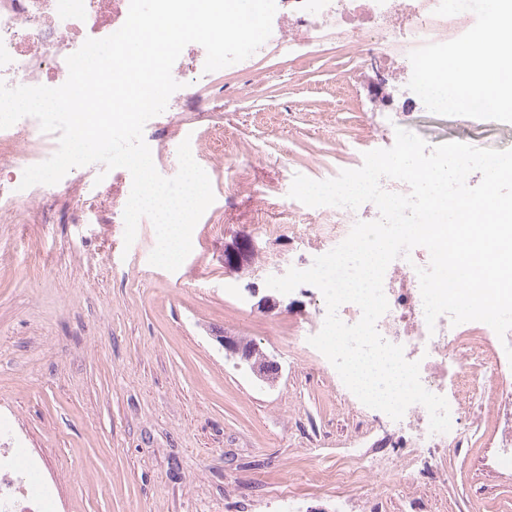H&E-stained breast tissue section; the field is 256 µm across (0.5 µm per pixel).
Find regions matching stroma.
Returning a JSON list of instances; mask_svg holds the SVG:
<instances>
[{
  "label": "stroma",
  "mask_w": 512,
  "mask_h": 512,
  "mask_svg": "<svg viewBox=\"0 0 512 512\" xmlns=\"http://www.w3.org/2000/svg\"><path fill=\"white\" fill-rule=\"evenodd\" d=\"M248 65L215 73L233 101L209 97L143 132L160 175L178 168L185 140L210 174L215 201L177 271L149 264V219L125 245L124 168H73L36 185L20 222L0 221V428L39 459L58 512H501L512 465L482 410L461 420L476 432L469 444L439 459L422 449L405 467L408 429L375 420L307 341L326 315L320 291L300 285L264 313L244 286L268 294L274 266L321 253L306 205L289 196L295 175L334 178L391 147L399 127L432 146L512 150V111L427 112L391 84L379 99L351 43L271 47ZM264 224L301 234L268 236ZM238 236L255 249L229 269L224 246ZM224 335L272 358L274 380L226 356ZM353 448L389 464L341 481Z\"/></svg>",
  "instance_id": "obj_1"
}]
</instances>
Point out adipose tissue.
<instances>
[{"mask_svg":"<svg viewBox=\"0 0 512 512\" xmlns=\"http://www.w3.org/2000/svg\"><path fill=\"white\" fill-rule=\"evenodd\" d=\"M439 80L457 97L460 111H470L473 94L489 88L496 92V110H510L512 45L488 43L481 36H473L464 50H449L448 67Z\"/></svg>","mask_w":512,"mask_h":512,"instance_id":"adipose-tissue-1","label":"adipose tissue"}]
</instances>
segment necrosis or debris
<instances>
[{
    "mask_svg": "<svg viewBox=\"0 0 512 512\" xmlns=\"http://www.w3.org/2000/svg\"><path fill=\"white\" fill-rule=\"evenodd\" d=\"M271 42L289 48L301 42L323 46L328 40L355 37L364 41L366 62H385L398 72L412 101L432 112H453L455 96L436 91L431 60L448 55L450 44L479 0H276ZM129 0H0V81L7 86L57 87L68 77L66 59L86 39H101L125 22ZM204 48L188 44L175 62L172 75L181 87L172 110L197 103L215 90V78L203 68ZM35 118L25 117L0 129V159L22 155L34 165L52 156L58 147L54 134L30 136ZM325 249H333L359 220L357 210L317 207L314 210ZM383 290L387 311L377 329L390 343L401 345L407 360L420 364V380L434 394L450 391L451 435L461 437L458 422L476 403L512 398V387L486 384L493 360L504 345H512V330L504 339L486 343L483 337H461L457 326L437 318L427 325L420 283L414 264L398 257L387 267ZM31 472L16 466L14 448L0 441V512H50L49 501L31 489Z\"/></svg>",
    "mask_w": 512,
    "mask_h": 512,
    "instance_id": "1",
    "label": "necrosis or debris"
}]
</instances>
